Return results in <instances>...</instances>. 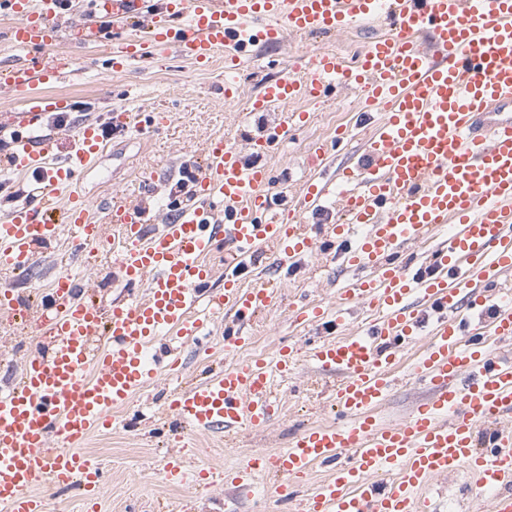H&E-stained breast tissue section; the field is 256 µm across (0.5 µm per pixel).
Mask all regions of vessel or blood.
Instances as JSON below:
<instances>
[{"label": "vessel or blood", "instance_id": "1", "mask_svg": "<svg viewBox=\"0 0 512 512\" xmlns=\"http://www.w3.org/2000/svg\"><path fill=\"white\" fill-rule=\"evenodd\" d=\"M78 23L85 45L107 44L113 71L153 58L164 47L204 66L220 50L231 64L255 46L285 34L342 33L380 20L388 32L370 40L354 61L331 52L299 58L289 74L265 82L250 103L276 105L321 98L324 84L353 89L366 111L380 116L362 137L356 163L333 185L308 184L297 205L270 192L265 168L245 164L239 149L217 138L205 149L190 202L147 232L144 209L114 202L111 220L126 244L114 263L140 295L103 308L82 283L58 273L53 302L29 323L49 337L30 350L17 385L0 392V505L7 512H46L36 488L47 483L99 489L101 461L82 449L110 429L115 414L164 375L183 366L181 345L224 318V348L250 344L249 324L277 307L272 283L244 285L248 258L272 250L285 267L330 244L363 276L337 289L330 307L305 304L304 326L345 323L352 304L373 311L355 331L318 343L310 352L322 371L337 375L329 397L338 420L301 429L288 444L247 456L231 471L199 465L188 472L182 453L191 434L266 427L277 415L275 382L298 359L292 347L273 356L207 370L191 385L167 391L161 414L175 444L165 457V481H192L196 494L232 483L253 487L268 476L283 500L314 465L327 476L298 512H436L426 488L437 478H473L492 512H512V359L497 346L512 342V0H89ZM16 16L7 34L38 62L0 70V88L23 98L11 115L34 127L63 98L38 95L66 70L56 52L65 25L61 0H0ZM108 18L111 28L99 25ZM65 156L44 137H16L10 166L41 173L39 198L0 214V265L18 270L68 240L76 254L105 235L87 200L72 194L54 204L103 150L97 125L75 126ZM339 210V224H309L307 211ZM441 241L423 259L410 244ZM223 253L224 290L205 285L206 256ZM431 337L411 376L429 389L409 417L383 424L374 415L399 378L395 368L427 319Z\"/></svg>", "mask_w": 512, "mask_h": 512}]
</instances>
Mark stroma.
I'll list each match as a JSON object with an SVG mask.
<instances>
[{"label":"stroma","instance_id":"stroma-1","mask_svg":"<svg viewBox=\"0 0 512 512\" xmlns=\"http://www.w3.org/2000/svg\"><path fill=\"white\" fill-rule=\"evenodd\" d=\"M380 30V22L372 20L343 33L312 34L299 39L289 35L281 49L256 47L254 58L239 68V92L233 100L224 97L223 55H216L209 65L200 67L169 51L115 73L105 62V48L81 47L76 34L68 33L58 51L70 57L72 71L62 83L46 88L45 93L67 99L69 105L75 106V121L90 120L104 127L111 124L110 115L115 111L147 114L164 110L172 116L168 126L148 133L116 128L104 152L78 178V187L92 216L98 223H107L102 205L118 197L143 202L154 223H163L168 215L171 184L179 179L185 162L204 163L205 147L216 137L236 143L246 163L269 169L273 185L286 190L289 198H297L308 179L332 178L338 166L356 159L359 143L351 142L321 169L308 166L307 150L312 143L330 140L338 127L359 123L356 102L349 91L339 87L320 103L295 101L285 109L269 112H251L249 101L265 81L287 74L290 55L333 52L349 59ZM302 110L308 113L307 125L289 129L281 150L262 156L253 153L251 145L265 127L280 123L283 113ZM67 270L86 282L92 298L100 305L110 306L123 296L109 255L100 254L86 262L71 259ZM260 272L279 288L282 303L256 318L248 329L252 342L244 349L225 351L222 327L218 324L213 327L208 351H200L194 342H186V375H197L205 361L220 369L227 363L265 357L284 343L295 345L304 356L288 378L278 384L280 410L266 428L239 431L232 444L219 435H192L190 466L206 462L230 468L245 453L284 447L303 427L335 420V411L327 398L334 377L316 369L305 356L309 346L320 338L332 337L333 332H317L298 325L291 317L289 305L303 295L330 305L337 288L352 282L353 271L321 256H308L295 267L278 270L269 255L261 254L249 262L243 277L249 282ZM55 273L50 258L44 256L38 258L30 272L10 270L6 276L24 300L39 305L45 296L43 286ZM41 342V337L31 335L8 315L0 314V351L10 354L7 361L0 362V387L10 386L19 370L17 348ZM170 385V379L164 377L135 395L127 410L117 412L118 423L114 428L86 440L85 452L102 462L106 474L96 500L97 512H162L166 507L173 512H259L256 496L246 490L221 486L211 495L199 497L191 484L173 487L164 481L162 459L170 443L156 434V419L144 415L143 410L145 403L155 401ZM426 395L424 387L404 382L390 393L376 416L386 424L403 422Z\"/></svg>","mask_w":512,"mask_h":512}]
</instances>
